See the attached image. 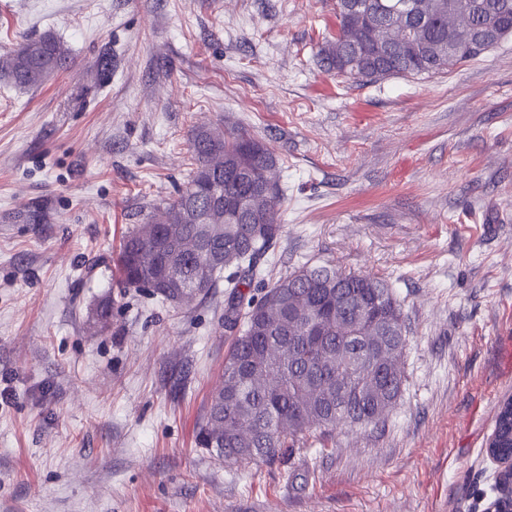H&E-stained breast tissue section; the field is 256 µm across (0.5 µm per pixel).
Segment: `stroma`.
I'll return each instance as SVG.
<instances>
[{"instance_id":"obj_1","label":"stroma","mask_w":512,"mask_h":512,"mask_svg":"<svg viewBox=\"0 0 512 512\" xmlns=\"http://www.w3.org/2000/svg\"><path fill=\"white\" fill-rule=\"evenodd\" d=\"M336 30L333 0H0V50L70 52L39 87L0 74V512H484L512 397V36L362 85L316 62ZM219 120L277 158L273 277H379L406 336L380 421L241 469L195 440L226 288L174 307L114 266Z\"/></svg>"}]
</instances>
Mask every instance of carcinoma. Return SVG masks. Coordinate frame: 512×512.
<instances>
[{
    "label": "carcinoma",
    "mask_w": 512,
    "mask_h": 512,
    "mask_svg": "<svg viewBox=\"0 0 512 512\" xmlns=\"http://www.w3.org/2000/svg\"><path fill=\"white\" fill-rule=\"evenodd\" d=\"M477 23L490 18L512 35V0H336V36L317 58L329 72L362 84L436 74L484 54L469 35L448 30V6ZM425 48L378 47L401 28ZM52 33L0 55V74L36 87L66 67ZM187 185L165 203L166 222L137 224L117 256L118 287L166 299L179 286L207 297L221 274L231 285L224 320L236 334L224 355L223 381L211 397L196 443L228 467H246L292 448L312 430L378 421L401 396L405 327L400 304L370 275L301 268L256 299L258 266L280 239L281 189L274 155L245 131L197 127ZM493 434L512 446V417L499 411Z\"/></svg>",
    "instance_id": "obj_1"
}]
</instances>
